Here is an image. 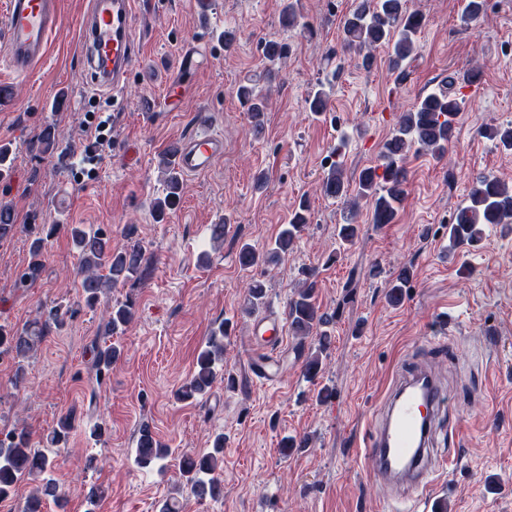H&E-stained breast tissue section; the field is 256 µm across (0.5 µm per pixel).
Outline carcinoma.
<instances>
[{
  "mask_svg": "<svg viewBox=\"0 0 512 512\" xmlns=\"http://www.w3.org/2000/svg\"><path fill=\"white\" fill-rule=\"evenodd\" d=\"M486 0H467L460 16L463 27L470 28L485 10ZM425 25V16L411 11L406 0H354L353 9L345 17L342 26V46L346 51L362 55V65L370 68L374 62L373 51L385 45L389 51V62L394 70L417 51L416 36ZM289 46L279 41L262 44V54L271 64L287 55ZM237 96L251 119V131L258 135L263 131L266 112L264 97L251 83L241 84ZM330 91L321 85L309 94L308 110L316 115L326 111ZM466 106L465 95L455 88L454 79L448 80V88L418 98L413 108L404 113L394 133L380 152L378 163L361 169L355 183L356 198L371 201V223L378 226L392 224L397 217L399 205L404 197L407 179L404 160L409 150L424 152L437 160L448 154V147L455 135V123ZM54 128L46 127L37 149L41 153L58 148ZM164 174V196L153 203L154 213L161 216L173 209L180 200L182 183L176 171L175 154L166 152L160 160ZM323 194L330 198L349 197L350 179L341 162L330 164L321 183ZM305 203H300L288 227L280 231L274 246L258 252L244 244L238 254L240 267L252 271L258 267L276 263L289 252L295 240L306 226L303 216ZM488 224H512V187L493 175L480 174L472 182L468 203L457 208L448 225V250L470 248L482 240L484 227ZM34 238L30 242V260L18 274L16 283L24 288L35 283L43 271V255L47 242L60 232L71 237L81 263L83 278L80 283L81 297L85 305L93 307L100 301L104 291L116 284L137 283L144 278L147 258L141 244L136 240L119 249L112 248V236L102 229H87L80 224H33ZM16 232L15 216L7 206H0V240ZM410 278V271L401 269L388 293V301L394 305L403 299V288ZM315 275L310 273L302 285L294 291L288 307V326L296 340L295 349L303 359V373L314 379L322 370V354L331 342L327 327L332 317L320 311L315 302ZM247 311L255 312L265 304L264 282L253 276L247 284ZM108 315L105 334L112 336L126 328L135 317L132 303L117 304L106 309ZM61 307H43L40 316L22 328L0 324V357L16 360L18 369L15 385L24 381L22 362L33 353L52 329L61 325ZM226 325L212 331L199 351L194 370L180 386L176 396L181 400H193L206 395L215 382L218 368L224 366V337ZM317 337L318 345L312 348L307 340ZM121 356V349L114 344L94 347L96 376L106 375ZM76 412L70 410L62 415L55 428L46 437L47 448L31 446L30 435L24 430H13L0 434V500L8 497L22 481L34 484L24 512H44L46 501L51 500L62 512L67 499L59 493L55 479L50 475L54 465L52 449L67 442L75 428ZM167 447L157 439L147 425L139 430L135 461L141 468H148L163 460ZM224 464V435L219 434L208 451L183 460L181 476L190 484L194 493L201 497L217 499L223 487L213 477Z\"/></svg>",
  "mask_w": 512,
  "mask_h": 512,
  "instance_id": "obj_1",
  "label": "carcinoma"
}]
</instances>
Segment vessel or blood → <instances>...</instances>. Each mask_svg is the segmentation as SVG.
<instances>
[{"instance_id":"vessel-or-blood-1","label":"vessel or blood","mask_w":512,"mask_h":512,"mask_svg":"<svg viewBox=\"0 0 512 512\" xmlns=\"http://www.w3.org/2000/svg\"><path fill=\"white\" fill-rule=\"evenodd\" d=\"M5 15V42L0 45L10 72L26 76L42 63L62 21L61 0H0ZM136 0H88L81 23V65L96 87L120 95L137 66ZM208 56L199 44L185 46L178 55L175 79L167 87L172 107L184 104L182 87L204 67ZM224 152V140L213 133L211 115H197L196 129L180 144L176 164L184 174L209 172ZM287 334L283 315L271 311L251 322L252 348L281 345ZM451 406L441 384L430 371L418 367L397 375L380 405L365 453L374 461L373 479L382 487L399 486L419 494L447 465L434 453L437 426Z\"/></svg>"}]
</instances>
